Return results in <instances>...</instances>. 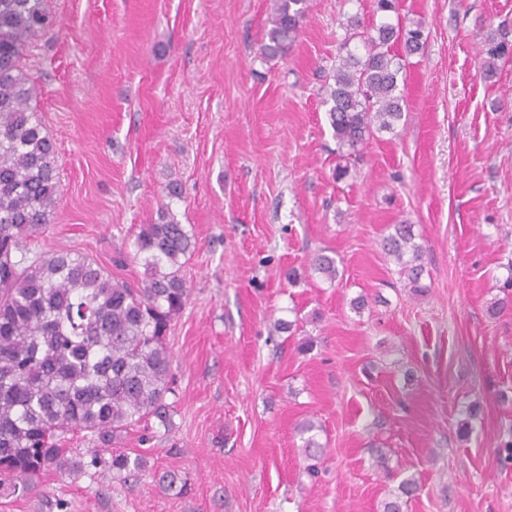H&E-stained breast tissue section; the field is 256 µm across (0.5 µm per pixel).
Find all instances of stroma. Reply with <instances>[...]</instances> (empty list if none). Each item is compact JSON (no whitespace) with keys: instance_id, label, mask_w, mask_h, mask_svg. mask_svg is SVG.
<instances>
[{"instance_id":"35a3bbf8","label":"stroma","mask_w":512,"mask_h":512,"mask_svg":"<svg viewBox=\"0 0 512 512\" xmlns=\"http://www.w3.org/2000/svg\"><path fill=\"white\" fill-rule=\"evenodd\" d=\"M399 4L425 26L404 117L339 181L322 89L344 21L372 23V0H311L273 60L270 0H46L54 26L25 65L61 194L32 252L86 254L138 285L134 238L164 206L195 249L167 338L171 425L113 446L144 457L140 480L48 475L0 512H382L407 478L404 512H512V307L489 313L512 276V63L490 81L480 68L512 0ZM402 222L424 250L421 295L380 249ZM322 251L339 281L313 270ZM306 420L326 448L314 481Z\"/></svg>"}]
</instances>
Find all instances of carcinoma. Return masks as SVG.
<instances>
[{"instance_id":"carcinoma-1","label":"carcinoma","mask_w":512,"mask_h":512,"mask_svg":"<svg viewBox=\"0 0 512 512\" xmlns=\"http://www.w3.org/2000/svg\"><path fill=\"white\" fill-rule=\"evenodd\" d=\"M310 0H271L262 54H286L298 35ZM384 21L366 26L347 20L332 82L323 104L346 164L373 135L393 132L404 114L399 88L407 58L420 52V20L399 16L398 0H374ZM50 25L45 0H0V493L26 496L45 474L76 479L104 467L123 481L139 476L141 457L98 449L129 429L156 419L168 425L175 394L173 354L167 342L172 321L189 300L183 275L192 236L168 208L159 221L140 225L134 257L147 277L133 288L112 278L96 259L59 250L28 256L29 243L49 223L61 191L56 149L39 113L30 107L37 88L23 62L31 40ZM359 40L363 53L349 48ZM512 62V23L502 21L481 58L486 76ZM411 293L426 290L423 247L414 225L393 224L380 241ZM315 272L340 277L336 259L318 253ZM311 421L301 425L311 477L325 448ZM76 434L96 443L90 461L63 447ZM416 492L413 479L400 482L382 512H402Z\"/></svg>"}]
</instances>
